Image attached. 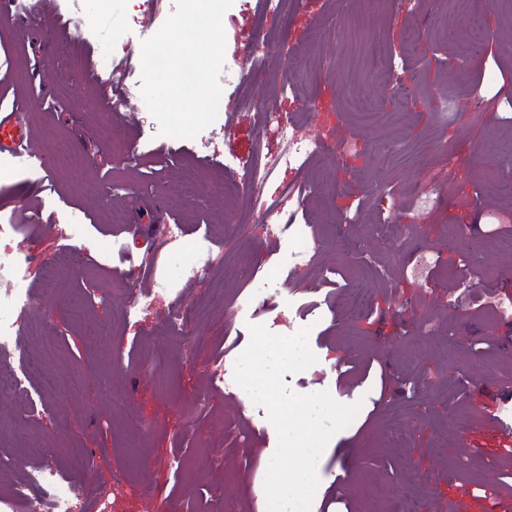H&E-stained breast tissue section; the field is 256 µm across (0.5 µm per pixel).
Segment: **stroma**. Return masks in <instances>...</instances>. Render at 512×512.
<instances>
[{"label": "stroma", "mask_w": 512, "mask_h": 512, "mask_svg": "<svg viewBox=\"0 0 512 512\" xmlns=\"http://www.w3.org/2000/svg\"><path fill=\"white\" fill-rule=\"evenodd\" d=\"M139 0H80L86 28L62 24L67 0H48L36 24L0 26V113L16 111L29 150L53 140L85 156L82 177L63 167L0 177V248L26 242L37 259L22 274L29 304L0 356L19 368L38 339H52L54 389L25 384L26 405L0 397V427H23L26 447L0 441V496L29 512L16 491L38 468L76 492L74 512H262L264 480L278 434L263 407L234 381L249 324L290 336L308 329L317 357L285 375L299 394L326 391L360 402L354 420L322 454L310 512H512V332L480 297L512 298V215L497 198L502 157L495 138L512 126V0L474 5L480 54L463 53L439 31L451 0H224L216 34L185 38L224 88V139L213 159L172 142L167 113L178 107L195 137L212 116L179 94L175 70L150 60L167 51L163 33L193 5L161 0L138 16ZM139 17V16H138ZM59 28L54 41L45 31ZM125 36L113 49L112 35ZM116 53L126 104L111 111L92 58ZM457 55L449 66V55ZM401 75L402 101L367 114L379 72ZM280 113L302 135L328 129L359 144L335 162L324 154L274 168L259 196L188 197L187 174L235 181L225 159L265 163L285 149L260 129V109ZM354 216L362 251L345 250L339 229ZM311 223L321 241L303 265L291 257L288 221ZM160 224H181L167 239ZM466 228L467 237L451 233ZM76 249L80 270L56 266ZM477 253L478 277L461 287L458 269ZM364 288L365 310L337 305ZM268 296L254 312L248 292ZM208 307L189 326L171 316ZM98 325L116 349L88 342ZM222 364L224 381L210 379ZM93 467L72 469L75 457ZM127 472L148 483V499L114 482Z\"/></svg>", "instance_id": "obj_1"}]
</instances>
